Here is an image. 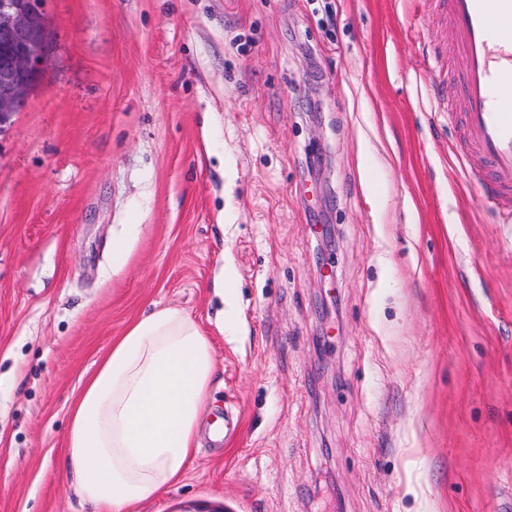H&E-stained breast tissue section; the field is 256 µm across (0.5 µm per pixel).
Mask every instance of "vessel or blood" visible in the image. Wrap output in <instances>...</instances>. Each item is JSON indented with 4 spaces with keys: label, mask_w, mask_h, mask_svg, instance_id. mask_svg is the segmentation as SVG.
I'll return each instance as SVG.
<instances>
[{
    "label": "vessel or blood",
    "mask_w": 512,
    "mask_h": 512,
    "mask_svg": "<svg viewBox=\"0 0 512 512\" xmlns=\"http://www.w3.org/2000/svg\"><path fill=\"white\" fill-rule=\"evenodd\" d=\"M460 35L464 138L485 160L477 182L481 196L503 223L512 222V35L502 19L512 0H442Z\"/></svg>",
    "instance_id": "1"
}]
</instances>
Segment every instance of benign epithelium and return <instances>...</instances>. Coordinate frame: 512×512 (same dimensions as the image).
<instances>
[{"mask_svg": "<svg viewBox=\"0 0 512 512\" xmlns=\"http://www.w3.org/2000/svg\"><path fill=\"white\" fill-rule=\"evenodd\" d=\"M47 25L36 0H0V133L28 102L49 62Z\"/></svg>", "mask_w": 512, "mask_h": 512, "instance_id": "benign-epithelium-1", "label": "benign epithelium"}]
</instances>
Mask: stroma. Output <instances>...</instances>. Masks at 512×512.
I'll return each instance as SVG.
<instances>
[{"mask_svg": "<svg viewBox=\"0 0 512 512\" xmlns=\"http://www.w3.org/2000/svg\"><path fill=\"white\" fill-rule=\"evenodd\" d=\"M43 8L0 132V512H90L70 407L162 306L211 335L205 424L240 425L134 512H512V224L434 0Z\"/></svg>", "mask_w": 512, "mask_h": 512, "instance_id": "1", "label": "stroma"}]
</instances>
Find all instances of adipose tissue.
Listing matches in <instances>:
<instances>
[{"label":"adipose tissue","mask_w":512,"mask_h":512,"mask_svg":"<svg viewBox=\"0 0 512 512\" xmlns=\"http://www.w3.org/2000/svg\"><path fill=\"white\" fill-rule=\"evenodd\" d=\"M216 371L209 336L176 307L113 340L70 411L66 468L92 512H132L181 479Z\"/></svg>","instance_id":"ef3b65f1"}]
</instances>
